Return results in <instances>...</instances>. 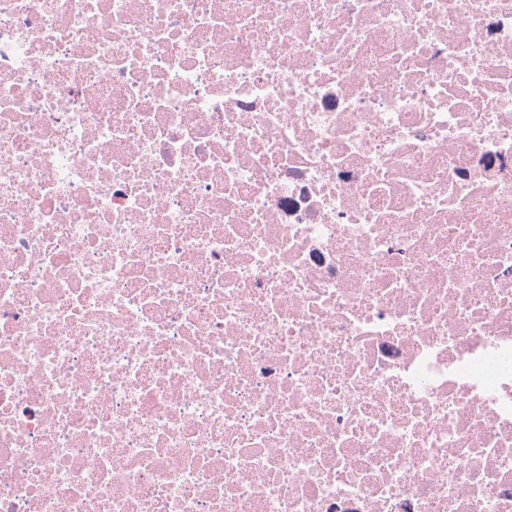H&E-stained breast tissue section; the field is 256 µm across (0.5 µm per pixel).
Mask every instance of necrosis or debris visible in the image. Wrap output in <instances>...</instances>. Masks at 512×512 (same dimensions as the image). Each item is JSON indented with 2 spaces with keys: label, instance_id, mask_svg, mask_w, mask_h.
<instances>
[{
  "label": "necrosis or debris",
  "instance_id": "1",
  "mask_svg": "<svg viewBox=\"0 0 512 512\" xmlns=\"http://www.w3.org/2000/svg\"><path fill=\"white\" fill-rule=\"evenodd\" d=\"M0 512H512V0H0Z\"/></svg>",
  "mask_w": 512,
  "mask_h": 512
}]
</instances>
